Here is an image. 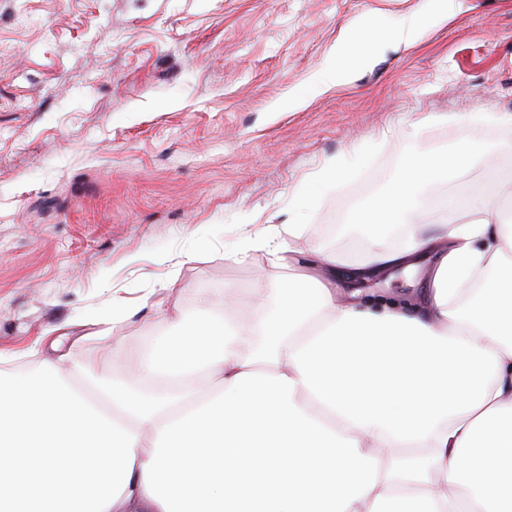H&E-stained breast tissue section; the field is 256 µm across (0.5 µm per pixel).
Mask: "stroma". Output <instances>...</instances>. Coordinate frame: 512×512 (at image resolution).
I'll use <instances>...</instances> for the list:
<instances>
[{"mask_svg":"<svg viewBox=\"0 0 512 512\" xmlns=\"http://www.w3.org/2000/svg\"><path fill=\"white\" fill-rule=\"evenodd\" d=\"M428 0H0V368L68 355L132 365L173 308L244 301L270 269L241 252L367 255L352 212L416 152L494 151L468 183L512 175V0H461L294 111L360 17L391 27ZM368 160L346 180L332 168ZM125 320L112 322L113 302Z\"/></svg>","mask_w":512,"mask_h":512,"instance_id":"obj_1","label":"stroma"}]
</instances>
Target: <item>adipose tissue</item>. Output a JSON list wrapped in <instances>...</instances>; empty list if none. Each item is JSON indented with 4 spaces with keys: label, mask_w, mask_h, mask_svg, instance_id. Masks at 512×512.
I'll return each instance as SVG.
<instances>
[{
    "label": "adipose tissue",
    "mask_w": 512,
    "mask_h": 512,
    "mask_svg": "<svg viewBox=\"0 0 512 512\" xmlns=\"http://www.w3.org/2000/svg\"><path fill=\"white\" fill-rule=\"evenodd\" d=\"M419 17L351 27L284 98L348 81ZM482 143L411 158L354 218L378 240ZM512 177L473 183L469 222L410 230L355 264L297 258L288 227L251 315L176 313L135 375L65 357L0 371V512H512ZM426 268L413 301L370 288Z\"/></svg>",
    "instance_id": "adipose-tissue-1"
}]
</instances>
